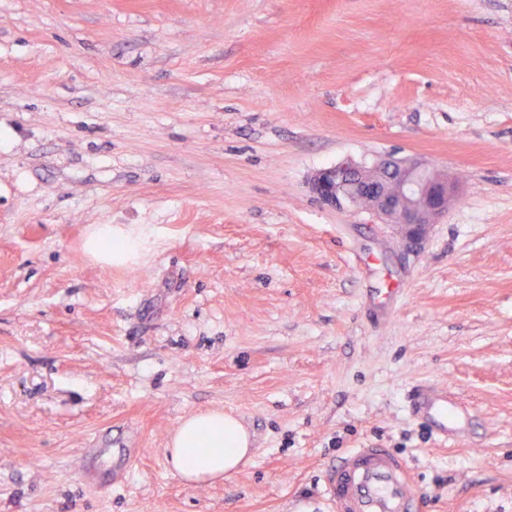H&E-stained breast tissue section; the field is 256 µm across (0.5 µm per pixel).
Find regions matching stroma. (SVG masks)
I'll return each instance as SVG.
<instances>
[{
    "instance_id": "obj_1",
    "label": "stroma",
    "mask_w": 512,
    "mask_h": 512,
    "mask_svg": "<svg viewBox=\"0 0 512 512\" xmlns=\"http://www.w3.org/2000/svg\"><path fill=\"white\" fill-rule=\"evenodd\" d=\"M388 154L463 177L416 251L309 190ZM208 409L255 452L190 486ZM372 443L422 512H512V0H0V512H336ZM414 416L429 422L442 436L464 423L461 410L448 391H436L429 386L418 387L410 401ZM170 461L188 484L230 476L253 453L248 431L231 413L206 410L184 419L172 435Z\"/></svg>"
}]
</instances>
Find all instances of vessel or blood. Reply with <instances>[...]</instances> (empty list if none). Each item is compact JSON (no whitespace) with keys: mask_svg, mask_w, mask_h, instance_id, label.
I'll return each mask as SVG.
<instances>
[{"mask_svg":"<svg viewBox=\"0 0 512 512\" xmlns=\"http://www.w3.org/2000/svg\"><path fill=\"white\" fill-rule=\"evenodd\" d=\"M414 416L429 422L440 435L463 423L453 396L418 387L410 401ZM324 493L336 512H420L415 475L402 456L381 445L353 448L330 465Z\"/></svg>","mask_w":512,"mask_h":512,"instance_id":"vessel-or-blood-1","label":"vessel or blood"}]
</instances>
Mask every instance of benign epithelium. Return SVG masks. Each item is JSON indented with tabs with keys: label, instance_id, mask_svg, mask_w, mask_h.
<instances>
[{
	"label": "benign epithelium",
	"instance_id": "7a95c632",
	"mask_svg": "<svg viewBox=\"0 0 512 512\" xmlns=\"http://www.w3.org/2000/svg\"><path fill=\"white\" fill-rule=\"evenodd\" d=\"M309 185L314 198L328 208L348 210L363 200L381 223L396 227L409 247L423 242L458 191L447 171L390 155L371 165L344 159L317 171Z\"/></svg>",
	"mask_w": 512,
	"mask_h": 512
}]
</instances>
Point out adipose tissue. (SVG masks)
Here are the masks:
<instances>
[{
  "label": "adipose tissue",
  "instance_id": "1",
  "mask_svg": "<svg viewBox=\"0 0 512 512\" xmlns=\"http://www.w3.org/2000/svg\"><path fill=\"white\" fill-rule=\"evenodd\" d=\"M251 439L230 413L206 410L184 419L170 440L169 457L187 483L234 474L251 457Z\"/></svg>",
  "mask_w": 512,
  "mask_h": 512
}]
</instances>
